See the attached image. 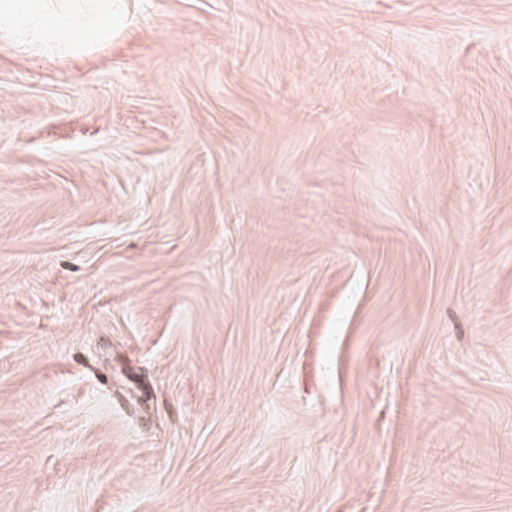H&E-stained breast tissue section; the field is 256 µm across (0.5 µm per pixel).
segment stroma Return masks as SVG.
I'll return each mask as SVG.
<instances>
[{"label": "stroma", "instance_id": "35a3bbf8", "mask_svg": "<svg viewBox=\"0 0 512 512\" xmlns=\"http://www.w3.org/2000/svg\"><path fill=\"white\" fill-rule=\"evenodd\" d=\"M0 48V512H512V0H120ZM102 6L95 19L76 2ZM112 0H1L0 45L22 54L88 51L112 41Z\"/></svg>", "mask_w": 512, "mask_h": 512}]
</instances>
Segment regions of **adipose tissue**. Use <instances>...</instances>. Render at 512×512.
<instances>
[{
    "label": "adipose tissue",
    "mask_w": 512,
    "mask_h": 512,
    "mask_svg": "<svg viewBox=\"0 0 512 512\" xmlns=\"http://www.w3.org/2000/svg\"><path fill=\"white\" fill-rule=\"evenodd\" d=\"M90 15L77 0H0V45L22 54L87 51L112 39V0Z\"/></svg>",
    "instance_id": "1"
}]
</instances>
